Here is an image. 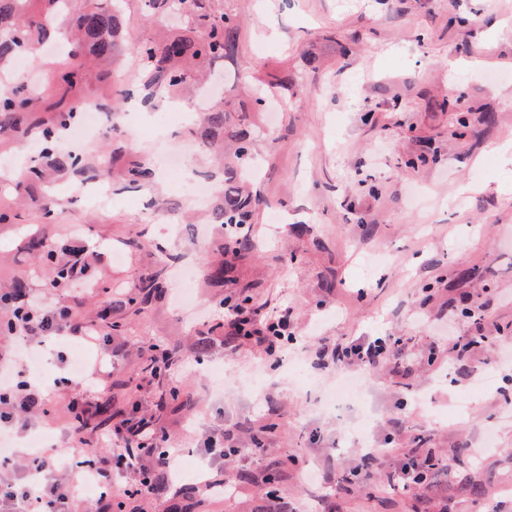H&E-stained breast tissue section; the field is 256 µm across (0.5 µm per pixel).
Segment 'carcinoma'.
I'll use <instances>...</instances> for the list:
<instances>
[{
  "mask_svg": "<svg viewBox=\"0 0 512 512\" xmlns=\"http://www.w3.org/2000/svg\"><path fill=\"white\" fill-rule=\"evenodd\" d=\"M43 20L20 22L22 0H0V56L27 48L33 31H40L57 15L69 9V0H42ZM172 0H145V6L157 21L163 20L171 8ZM186 28L183 33L159 43H141L134 48L145 77L144 90L154 99L178 89L188 78L186 65L203 63L238 55L239 19L230 13H212L208 0H182ZM76 24L81 33L82 49L104 57L112 54L122 38V17L110 7H97L80 14ZM36 99L16 100L0 96V135L18 137L21 130L17 114L32 110ZM265 100L256 99L248 104L231 95L224 106H215L203 114L201 140L212 144L224 141V203L213 211L212 223L224 228L225 255L240 258L253 251L251 239L235 231L240 224L253 221L257 202L247 191L245 179L252 169L255 145L260 130L255 113L263 111ZM126 182L140 185L151 177L149 168L134 165L125 172ZM169 258H161V268L140 281L138 294L117 301V306L144 304L162 287L164 265Z\"/></svg>",
  "mask_w": 512,
  "mask_h": 512,
  "instance_id": "1",
  "label": "carcinoma"
}]
</instances>
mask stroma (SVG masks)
I'll return each instance as SVG.
<instances>
[{"instance_id": "1", "label": "stroma", "mask_w": 512, "mask_h": 512, "mask_svg": "<svg viewBox=\"0 0 512 512\" xmlns=\"http://www.w3.org/2000/svg\"><path fill=\"white\" fill-rule=\"evenodd\" d=\"M118 7L126 41L111 56L54 55L39 42L23 72L13 56L0 57V93H42L38 110L20 117L24 138L0 137V170L8 172L0 181V286L27 273L30 292L52 293L79 322L111 309L122 332L111 349L85 353L112 375L105 400L113 415L129 410L150 344L166 348L185 397L157 406L164 386L157 380L145 388L143 408L181 458L200 457V439L228 424L266 445L260 457L246 448L238 455L235 494L205 491V481L224 471L203 466L158 495L128 500L125 512H155L161 503L267 512L272 505L256 480L268 473L278 476V512H512V371L495 358L496 345H512V166L494 153L512 139V35L497 34L512 24V0H212V10L240 18V53L197 66L173 101L194 111L205 87L220 103L228 83L251 96L263 78L286 85L262 116L273 147L257 156L255 249L235 260L224 287L198 275L201 312L191 322L172 304V278L135 309L112 305L113 296L136 293L162 254L199 267L220 261L224 238L209 221L224 195L213 152L186 161L215 181L207 204L186 200L160 172L148 189L126 185L127 168L156 164L161 150L189 141L192 131L185 123L158 134L125 125L124 92L143 85L133 46L177 32L184 17L171 11L162 26L143 0ZM311 52L320 58L315 70L305 62ZM77 65L81 82L61 84V73ZM91 99L104 127L94 144L78 148L77 167L23 151L58 113H81ZM105 162L113 173L108 202L94 194ZM73 228L111 294L53 289L45 260L28 248L31 237L61 241ZM234 294L265 312L288 310L297 343L280 362L228 338L223 299ZM452 334L491 342L461 355L448 343ZM359 336L404 338L406 357L366 369L363 402L327 404L311 351ZM203 337L212 344L200 363ZM49 347L47 411L16 438L20 464L30 436L48 435L61 451L74 424L68 403L77 387L63 384L58 344ZM418 440L450 462L439 476L442 492L415 496L388 482L401 449ZM365 446L383 449L382 459L345 482L346 456ZM245 473L251 482L242 481Z\"/></svg>"}]
</instances>
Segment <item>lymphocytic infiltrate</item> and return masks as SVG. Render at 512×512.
<instances>
[{
	"mask_svg": "<svg viewBox=\"0 0 512 512\" xmlns=\"http://www.w3.org/2000/svg\"><path fill=\"white\" fill-rule=\"evenodd\" d=\"M60 265L67 271L64 285L67 292L81 296L98 289L82 235L70 237ZM0 312L7 316V334L22 346L21 353L13 357L0 356V434L13 435L19 431L17 416H35L44 404L41 389L28 380L27 373L32 354L41 352L47 338L70 336L86 345L104 347L111 344L112 333L108 326L98 322H74L68 306L43 295L18 298L1 290ZM245 319L253 325L252 339L264 346L267 354L281 353L285 344L296 341L288 331L287 310L264 315L255 308L231 309L224 316V327L230 335H237ZM399 345V340L391 337H360L333 351L332 361L352 370H363L394 360ZM68 407L81 421L80 426L70 429L66 435L69 448L77 458L73 477L58 476L52 453L31 451L26 458L27 475L23 481L0 480V512H84L85 499L76 480L80 474L87 475L97 487L99 502L112 507L124 498L148 494L147 486L120 483L115 476L123 471L148 473L147 461L153 457L159 460L163 478L171 477L177 451L170 448L168 434L146 418L129 417L112 432L98 434L84 425L92 412L90 400L75 397ZM446 466V461L436 459L430 452L412 455L390 480L406 491H428L432 488L428 472Z\"/></svg>",
	"mask_w": 512,
	"mask_h": 512,
	"instance_id": "obj_1",
	"label": "lymphocytic infiltrate"
}]
</instances>
